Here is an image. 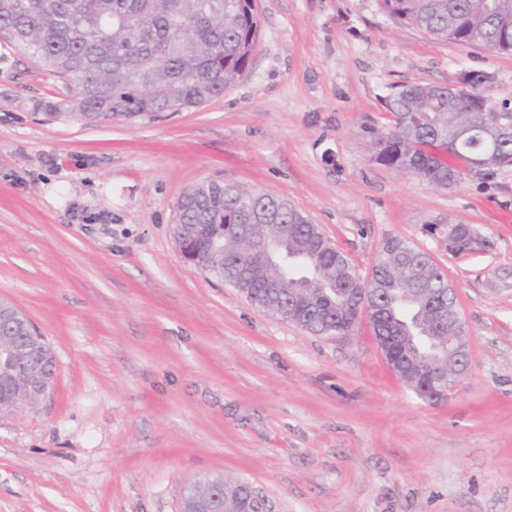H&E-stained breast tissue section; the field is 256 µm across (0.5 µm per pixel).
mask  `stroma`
<instances>
[{"label": "stroma", "instance_id": "35a3bbf8", "mask_svg": "<svg viewBox=\"0 0 512 512\" xmlns=\"http://www.w3.org/2000/svg\"><path fill=\"white\" fill-rule=\"evenodd\" d=\"M260 40L223 97L158 119L44 116L71 96L0 40V297L55 357L39 403L0 414V512H179L204 476L269 512H512V166L440 187L378 164L392 86L489 74L512 52L435 41L377 0H257ZM287 199L368 274L397 237L444 270L471 368L438 403L390 370L369 321L309 334L187 262L201 182ZM466 224L482 245L449 251ZM223 482V512H234L237 509V504L243 501H249L250 509L253 510V512H267L266 499L261 496L248 481L243 479H231L224 476Z\"/></svg>", "mask_w": 512, "mask_h": 512}]
</instances>
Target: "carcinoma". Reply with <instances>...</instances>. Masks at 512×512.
I'll return each mask as SVG.
<instances>
[{"instance_id":"obj_1","label":"carcinoma","mask_w":512,"mask_h":512,"mask_svg":"<svg viewBox=\"0 0 512 512\" xmlns=\"http://www.w3.org/2000/svg\"><path fill=\"white\" fill-rule=\"evenodd\" d=\"M385 14L445 43L512 51V10L484 14L472 0H378ZM0 32L36 66L72 83L75 92L63 107L86 121H133L185 112L224 95L242 78L258 45L256 0H0ZM470 102L448 107L446 85L407 84L388 97L392 124L368 129L377 163L434 185L450 187L462 176L437 151L465 165L492 160L487 171L512 166V136L507 117L485 93L491 78L470 71ZM478 127L448 150V133ZM175 236L180 252L208 260L224 245V257L209 270L238 289L252 304L317 336H350L360 320L350 309L359 288L356 267L307 216L290 202L266 191L205 182L187 190L179 203ZM255 224L249 254L235 228ZM452 252L473 250L477 234L465 224L448 226ZM297 253L276 268L252 261L270 243ZM413 245L386 240L375 260L381 289L369 322L374 334L393 346L388 363L420 398L431 392L427 377L410 375L437 353L453 331L448 308L456 298L448 277ZM224 512L250 503L267 512L266 499L243 479L223 478ZM208 478L190 485L188 496L214 498Z\"/></svg>"}]
</instances>
